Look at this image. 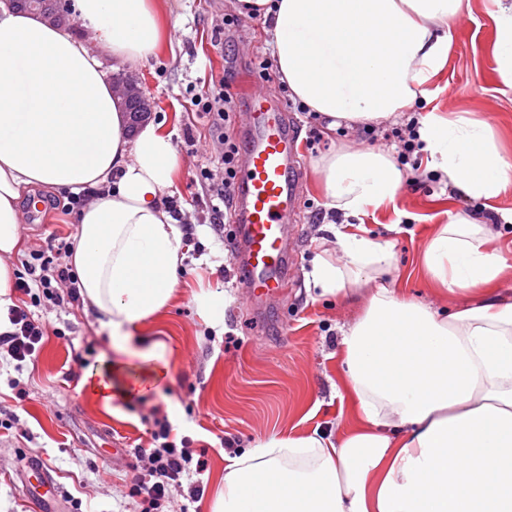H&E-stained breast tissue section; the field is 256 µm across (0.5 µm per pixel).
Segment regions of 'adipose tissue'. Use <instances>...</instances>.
<instances>
[{"instance_id": "obj_1", "label": "adipose tissue", "mask_w": 512, "mask_h": 512, "mask_svg": "<svg viewBox=\"0 0 512 512\" xmlns=\"http://www.w3.org/2000/svg\"><path fill=\"white\" fill-rule=\"evenodd\" d=\"M494 55L512 85V0H494ZM264 19L291 98L327 129L369 128L399 116L448 60L451 21L471 0H238ZM87 37L0 0V333L9 330L24 189L78 195L108 186L80 211L68 262L88 309L105 317L118 352L164 311L188 247L165 200L180 169L170 134L127 130L102 53L121 65L157 55L164 0H76ZM418 133L427 171L491 199L512 184L478 117L428 112ZM328 224L344 257H317L310 283L348 297L378 281L363 315L342 329L339 382L356 424L334 436H270L224 467L210 512H512V302L496 299L505 263L486 229L457 214L423 254L451 294L483 298L442 314L401 297L387 278L390 244L345 221L393 202L405 179L387 152L330 150L319 161Z\"/></svg>"}]
</instances>
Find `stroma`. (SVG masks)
I'll return each mask as SVG.
<instances>
[{"mask_svg": "<svg viewBox=\"0 0 512 512\" xmlns=\"http://www.w3.org/2000/svg\"><path fill=\"white\" fill-rule=\"evenodd\" d=\"M172 25L162 50L132 68L144 94L155 108L153 119L163 123L182 160L170 192L181 210V224L193 235L180 273L183 282L170 307L149 320L141 331L145 343L164 342L169 348L170 374L142 397L116 401L115 414L84 390L89 369L106 368L113 356L107 329L85 305L36 308L54 335L48 336L24 371L27 396L17 399L9 386L16 374L0 361V512H28L15 488L27 459L47 461L62 496L91 505L93 512H126L127 493L136 475L138 449L150 448L155 420L175 409L178 436L188 437L206 452L202 475L205 492L190 512H208L224 459L273 435L334 432L340 419L336 394L339 328L361 316L370 285L352 296L319 298L306 280L317 255L340 260L332 235L320 232L327 210L323 184L315 166L318 156L337 146L376 148L397 153L385 139L391 128L405 127L409 117L433 111L456 119L474 112L489 124L498 153L512 161V87L506 85L494 56L496 30L493 0H471V10L452 23L448 62L430 85V100H418L408 116L379 125L374 135L345 128L328 131L310 114L293 113L305 149L302 171L304 197L300 221L292 237L295 256L288 268V286L277 297L253 303L229 269L226 243L217 240L211 204L200 171L224 143L211 132L207 119L192 112L191 89L205 81L232 74L237 103L265 87L286 101L277 82H263L260 62L271 61L268 36L261 18L243 17L225 29V15L234 0H168ZM193 133L186 144L185 133ZM46 211L33 217L28 199H21L22 234L13 266L49 236L73 237L77 213L67 212L69 195L42 191ZM467 212L487 223L490 248L508 267L497 292L512 297V188L492 201L470 199L441 180L426 176L406 179L395 203L360 216L363 234L389 242L395 254L393 286L405 296L433 309L463 305L460 296L438 292L423 272L421 258L436 225L449 214ZM224 294V328H211L194 295L200 289Z\"/></svg>", "mask_w": 512, "mask_h": 512, "instance_id": "35a3bbf8", "label": "stroma"}]
</instances>
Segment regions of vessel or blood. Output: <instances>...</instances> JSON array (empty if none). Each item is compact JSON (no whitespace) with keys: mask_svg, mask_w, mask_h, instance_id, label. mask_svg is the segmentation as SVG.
<instances>
[{"mask_svg":"<svg viewBox=\"0 0 512 512\" xmlns=\"http://www.w3.org/2000/svg\"><path fill=\"white\" fill-rule=\"evenodd\" d=\"M249 138L233 186L230 263L255 300L287 286L290 231L301 208L303 160L285 107L269 92L249 98Z\"/></svg>","mask_w":512,"mask_h":512,"instance_id":"vessel-or-blood-1","label":"vessel or blood"}]
</instances>
